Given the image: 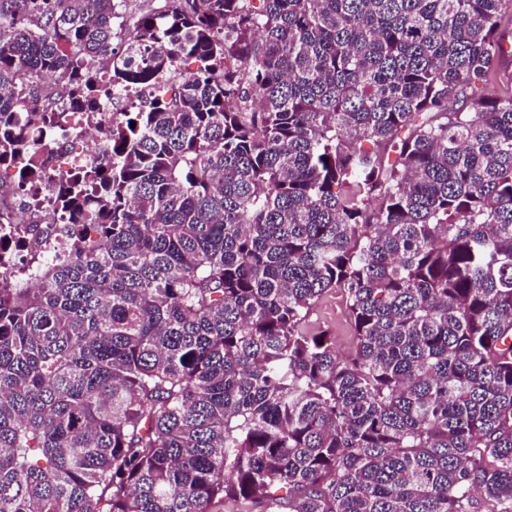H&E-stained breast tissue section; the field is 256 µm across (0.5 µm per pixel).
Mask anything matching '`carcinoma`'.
Here are the masks:
<instances>
[{
	"mask_svg": "<svg viewBox=\"0 0 512 512\" xmlns=\"http://www.w3.org/2000/svg\"><path fill=\"white\" fill-rule=\"evenodd\" d=\"M121 2L0 0V115L160 88L0 288V512H512V0ZM318 315L323 324L329 326L336 338V345L349 354L352 348L353 336H351L350 324L347 320V312L341 295L329 294L321 303Z\"/></svg>",
	"mask_w": 512,
	"mask_h": 512,
	"instance_id": "carcinoma-1",
	"label": "carcinoma"
}]
</instances>
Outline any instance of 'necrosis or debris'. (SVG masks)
I'll return each mask as SVG.
<instances>
[{
	"label": "necrosis or debris",
	"mask_w": 512,
	"mask_h": 512,
	"mask_svg": "<svg viewBox=\"0 0 512 512\" xmlns=\"http://www.w3.org/2000/svg\"><path fill=\"white\" fill-rule=\"evenodd\" d=\"M126 109L113 98L85 112L64 97L54 104V123L33 122L28 111L17 114L29 150L23 161L0 160V172L8 174L0 181V288L33 287L43 268L73 256L57 192L105 155V132Z\"/></svg>",
	"instance_id": "1"
}]
</instances>
